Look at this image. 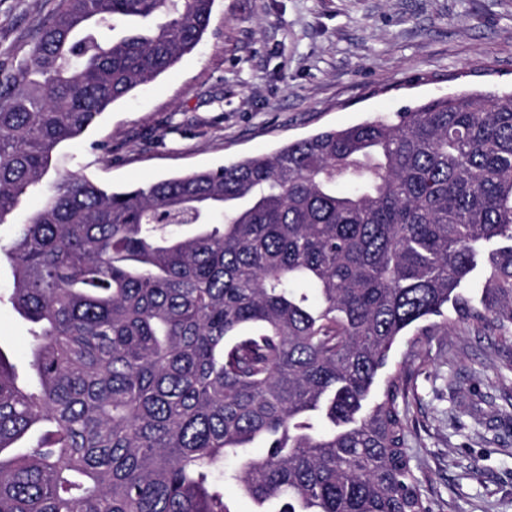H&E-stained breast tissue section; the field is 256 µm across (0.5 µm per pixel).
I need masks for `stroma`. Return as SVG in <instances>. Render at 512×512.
Masks as SVG:
<instances>
[{
    "instance_id": "1",
    "label": "stroma",
    "mask_w": 512,
    "mask_h": 512,
    "mask_svg": "<svg viewBox=\"0 0 512 512\" xmlns=\"http://www.w3.org/2000/svg\"><path fill=\"white\" fill-rule=\"evenodd\" d=\"M55 0H0V75ZM512 90V0H215L194 52L61 144L48 173L115 189L272 154L464 91ZM112 145L105 157L94 146ZM26 323L0 304V349ZM512 345L457 329L410 363L412 452L432 512H512Z\"/></svg>"
}]
</instances>
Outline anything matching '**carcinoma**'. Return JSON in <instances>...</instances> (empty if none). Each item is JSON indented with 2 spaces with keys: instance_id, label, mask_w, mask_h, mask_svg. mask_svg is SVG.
Listing matches in <instances>:
<instances>
[{
  "instance_id": "cac0c4a2",
  "label": "carcinoma",
  "mask_w": 512,
  "mask_h": 512,
  "mask_svg": "<svg viewBox=\"0 0 512 512\" xmlns=\"http://www.w3.org/2000/svg\"><path fill=\"white\" fill-rule=\"evenodd\" d=\"M213 5L58 0L0 80V223ZM1 254L34 380L0 351V512H237L226 482L253 512H431L403 377L440 329L512 344V92L120 191L67 173Z\"/></svg>"
}]
</instances>
